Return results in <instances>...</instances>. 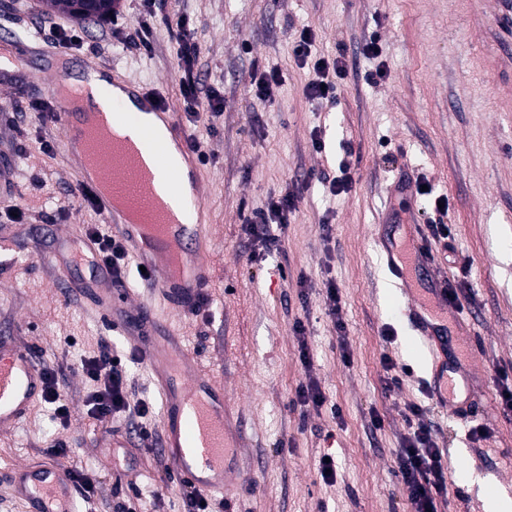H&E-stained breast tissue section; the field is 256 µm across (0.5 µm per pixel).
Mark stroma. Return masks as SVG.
<instances>
[{
    "mask_svg": "<svg viewBox=\"0 0 512 512\" xmlns=\"http://www.w3.org/2000/svg\"><path fill=\"white\" fill-rule=\"evenodd\" d=\"M153 2L120 0L117 22L77 24L42 12L38 0H0V42L32 44L26 57L0 70V163L14 169L12 183L0 181V225H9L15 250L12 264L0 267V328L55 367L70 409L63 429L52 405L37 403L15 431L0 436V512H23L10 494V473L45 457L59 438L67 448L61 464L86 469L95 482L92 512L139 507L140 494L159 484L169 464L156 453L113 447L114 435L133 433L129 422L100 423L86 414L94 385L73 365L100 340L122 353L137 341L113 335L88 294L56 283L70 229L100 222L77 203L80 174L61 128L34 118L35 108L51 101L50 70L60 67L70 78L89 68L115 70L184 120L178 45L153 17ZM493 9V0H166L165 12L195 21L200 85L224 86V112L217 132L204 139L209 161L199 168L213 269L204 288L209 315L161 306L137 274L127 286L224 387L232 424L246 437L232 491L236 512H412L395 471L413 404L428 406L425 420L449 453L448 494L438 512H483V489L512 496V414L502 410L498 381L499 369L512 368V255L504 251L512 242V62L496 50ZM52 21L74 26L78 39L47 38L39 27ZM145 25L148 49L132 48L130 36ZM304 25L316 33L315 53L342 48L356 61L336 102L303 95L312 73L294 62L289 37ZM372 38L390 71L377 84L367 83L371 64L357 54ZM255 65L282 74L273 106L247 93ZM318 139L324 151H316ZM43 141L53 145V157L40 153ZM347 148L355 182L348 193L329 196L319 177L333 173ZM423 185L432 195H418ZM289 190L301 199L282 249L248 264L244 216ZM440 195L448 199L444 221L455 233L458 260L448 263L439 251L429 267L462 299V323L449 319L445 327L472 357L463 414L434 389L448 351L427 355L407 312L424 297L427 279L402 291L382 260L387 245L421 237ZM17 208L25 221L14 225ZM330 279L340 297L332 318L325 313ZM298 319L305 335L293 329ZM338 322L343 332H336ZM303 343L312 352L306 367L298 359ZM385 353L404 370L391 391ZM127 369L131 400L150 397L147 422L161 428L150 363ZM311 381L327 405L304 412L292 401ZM476 426L486 438L472 436ZM326 454L336 460L332 484L318 472Z\"/></svg>",
    "mask_w": 512,
    "mask_h": 512,
    "instance_id": "1",
    "label": "stroma"
}]
</instances>
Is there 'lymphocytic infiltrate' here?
I'll return each instance as SVG.
<instances>
[{
	"mask_svg": "<svg viewBox=\"0 0 512 512\" xmlns=\"http://www.w3.org/2000/svg\"><path fill=\"white\" fill-rule=\"evenodd\" d=\"M167 28L174 32L178 44L177 65L183 72L180 95L184 112L189 123V144L200 162H207L208 155L200 137L201 130H215L216 121L223 114L224 95L220 89L210 88L206 94H199L192 75V66L199 53L194 38V24L185 15L168 21ZM316 39L314 30L303 27L293 33L290 41L291 54L299 66H311L314 76L305 85L306 99L334 101L338 85L347 78L351 66L344 52L335 57H316L312 47ZM298 196L290 192L276 199H270L265 208L254 211L246 218L244 231L255 247L249 254V261L280 249L288 230L291 216L297 209ZM84 237L94 240L98 246V262L111 271L117 282L127 278L129 252L120 237L107 236L97 225L83 227ZM85 376L96 382L97 388L86 399L87 415L95 420L138 419V438L143 442L156 439L154 429L146 424L152 411L150 400L133 403L129 400L127 371L121 357L107 341H100L96 353L80 362ZM425 407L409 406L406 422L410 428L398 454V471L402 489L410 502L413 512H435L439 497L447 493L448 465L445 455L433 438V429L425 423Z\"/></svg>",
	"mask_w": 512,
	"mask_h": 512,
	"instance_id": "1",
	"label": "lymphocytic infiltrate"
}]
</instances>
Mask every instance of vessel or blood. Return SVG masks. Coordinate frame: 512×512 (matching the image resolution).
Listing matches in <instances>:
<instances>
[{"instance_id":"1","label":"vessel or blood","mask_w":512,"mask_h":512,"mask_svg":"<svg viewBox=\"0 0 512 512\" xmlns=\"http://www.w3.org/2000/svg\"><path fill=\"white\" fill-rule=\"evenodd\" d=\"M56 83L64 85V77ZM51 96L65 131L66 144L76 154L85 149L84 127L91 115L73 111L59 91ZM129 98L144 112L154 113L172 142L158 145L146 130L131 143L100 142L98 154L111 160L118 176L112 194L100 186V169L82 167V184L118 235L127 242L141 265L155 274L154 288L161 302L180 310L190 309L204 288L209 273L202 259L207 227L201 220L184 222L185 214L204 209L203 195L181 196L176 208L165 207L158 196L157 179L170 190L182 181H196L198 160L189 147L188 134L157 96L132 84H123ZM177 148L181 165H170V148ZM388 269L397 283H404L411 265L427 266L423 244L413 241L408 256L387 254ZM91 295L112 331L136 336L146 358L158 365L176 335L151 310L134 301L126 286L102 275ZM156 384L163 398V434L158 444L172 461L180 480L205 497L227 493L239 475L228 467L229 456L224 390L216 385L197 357L181 353L176 372L161 370ZM45 393V374L31 351L15 337L0 333V432L18 427ZM13 497L24 512H77L78 502L70 470L59 464L24 463L11 473Z\"/></svg>"}]
</instances>
